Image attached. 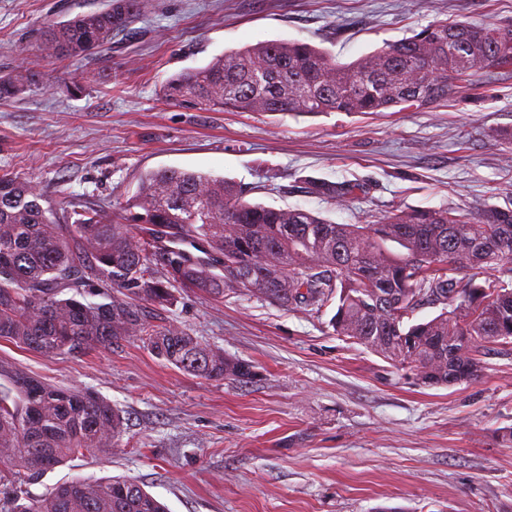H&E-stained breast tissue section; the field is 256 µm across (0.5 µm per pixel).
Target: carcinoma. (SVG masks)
<instances>
[{
  "mask_svg": "<svg viewBox=\"0 0 512 512\" xmlns=\"http://www.w3.org/2000/svg\"><path fill=\"white\" fill-rule=\"evenodd\" d=\"M151 6L105 0L41 27L36 48L57 62L109 49ZM512 67V28L436 21L349 64L323 49L271 40L168 80L167 100L234 112L317 115L383 112L446 102L492 68ZM42 82L32 69L0 74V97ZM331 201L357 182L309 180ZM233 181L165 169L147 174L109 217L86 204L54 213L42 194L0 176V340L42 354L79 356L136 339L158 359L210 380H243L230 360L177 328L151 323L174 289L222 298L243 288L290 310L330 305L333 331L428 386L479 377L481 350L512 344V208L393 213L333 224L306 210L245 200ZM487 270L494 275L479 280ZM106 303L87 300L94 287ZM441 307L409 324L422 305ZM124 417L108 400L51 387L20 372L0 383V512H168L124 478H74L41 495L29 486L74 457L117 445Z\"/></svg>",
  "mask_w": 512,
  "mask_h": 512,
  "instance_id": "obj_1",
  "label": "carcinoma"
}]
</instances>
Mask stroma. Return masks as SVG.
I'll return each mask as SVG.
<instances>
[{
  "mask_svg": "<svg viewBox=\"0 0 512 512\" xmlns=\"http://www.w3.org/2000/svg\"><path fill=\"white\" fill-rule=\"evenodd\" d=\"M102 0H0V71L44 84L0 99V175L44 205L117 211L150 172L221 176L249 201L336 224L400 211L512 207V68L426 108L315 116L193 109L165 82L214 57L281 39L350 63L438 21L512 26V0H152L97 60L32 50L40 27ZM71 89L57 90L59 80ZM309 178L363 183L335 203ZM330 313L288 310L245 290L181 288L153 321L248 363L243 381L164 364L130 340L47 359L0 340V367L88 390L126 418L117 447L31 485L123 476L169 512H512V345L481 356L478 381L427 387L337 336Z\"/></svg>",
  "mask_w": 512,
  "mask_h": 512,
  "instance_id": "1",
  "label": "stroma"
}]
</instances>
